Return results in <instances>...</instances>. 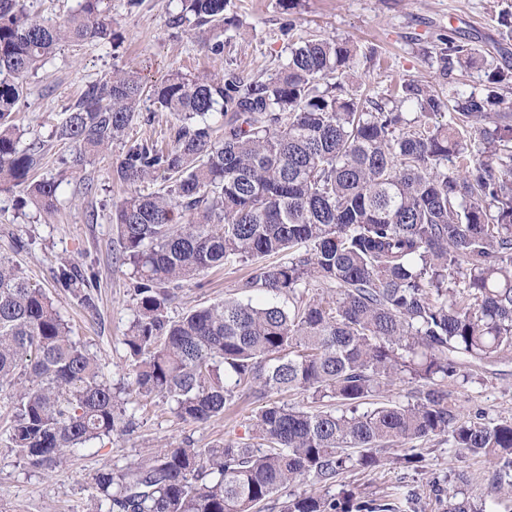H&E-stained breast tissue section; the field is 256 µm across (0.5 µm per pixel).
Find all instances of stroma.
<instances>
[{
    "mask_svg": "<svg viewBox=\"0 0 512 512\" xmlns=\"http://www.w3.org/2000/svg\"><path fill=\"white\" fill-rule=\"evenodd\" d=\"M104 5L112 16L111 41L64 46L29 77L16 118L28 134L49 139L68 106L114 68H135L152 83L174 69L191 76L270 75L285 63L289 44L309 34L357 45V64L346 89L375 101L387 98L398 79L434 83L435 48L448 35L493 56L498 67L512 69V38L497 22L500 12H512V0H296L288 8L280 0H227L224 16L229 23L218 56L187 28L166 25L168 0H142L134 8L128 0H104ZM125 150L124 142H114L78 171L58 164V155L67 148L54 145L39 170L41 176L62 181L61 203L54 212L31 205L17 208L15 194L0 192V257L45 289L76 338L95 355L104 380L115 387L130 380L122 338L134 304L131 268L120 259L112 210L132 192H153L162 184L158 178L133 185L116 179L114 168ZM86 176L96 186L89 195L83 192ZM66 262L95 274L96 312L84 311L71 293L56 287L53 273ZM251 271V264L238 263L201 273L184 283L171 316L227 298L261 301L260 293L249 295L240 288ZM455 397L467 412L482 413L489 420L512 418V360L498 365L496 372H477ZM258 406L255 398L237 397L223 415L196 424L180 420L170 403L157 397L137 413L132 435L93 441L70 455L67 473L48 476L28 469L11 450L5 434L10 400L0 393V512H96L97 492L89 477L97 470L143 463L170 444L188 441L203 447L227 437L248 438L249 418ZM413 446L424 456L421 467L394 463L357 469L329 488V496L349 491L360 500L379 499L404 483L415 488L419 498L402 504L401 512H445V502L429 492L435 478L449 489L462 486L473 498L486 495L491 464L471 456L458 459L444 436L417 440Z\"/></svg>",
    "mask_w": 512,
    "mask_h": 512,
    "instance_id": "35a3bbf8",
    "label": "stroma"
}]
</instances>
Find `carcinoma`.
Segmentation results:
<instances>
[{"label": "carcinoma", "mask_w": 512, "mask_h": 512, "mask_svg": "<svg viewBox=\"0 0 512 512\" xmlns=\"http://www.w3.org/2000/svg\"><path fill=\"white\" fill-rule=\"evenodd\" d=\"M104 0H79L65 21L0 0V186L46 211L61 182L36 179L51 144H21L14 113L27 79L65 43L112 36ZM225 0H177L166 24L192 23L223 51ZM357 49L312 35L289 47L265 77L172 72L147 84L117 69L64 112L50 139L59 162L82 167L124 139L148 100L179 121L174 139L133 141L116 166L137 183L163 173L157 191L132 194L112 212L132 266L134 314L123 338L132 379L112 387L72 336L46 292L0 260V391L11 390L8 441L28 467L58 472L96 439L133 431L155 397L185 422L203 424L239 394L264 404L248 441L163 448L149 462L92 476L97 512H259L281 489L329 487L352 468L385 464L394 446L446 436L493 464L494 496L448 495L447 512H497L512 494V419L487 421L456 403L445 381L512 357V113L494 67L483 93L446 86L448 68L483 61L440 40V86L403 79L387 103L343 94ZM418 115L408 120L398 107ZM450 123L432 119L445 110ZM310 249L295 255V248ZM256 266L241 288L283 296L228 298L175 318L177 290L201 272ZM56 287L97 309L95 275L62 264ZM411 401L369 403L398 382ZM307 393L290 406L269 396ZM281 512H395L390 503L305 491Z\"/></svg>", "instance_id": "cac0c4a2"}]
</instances>
